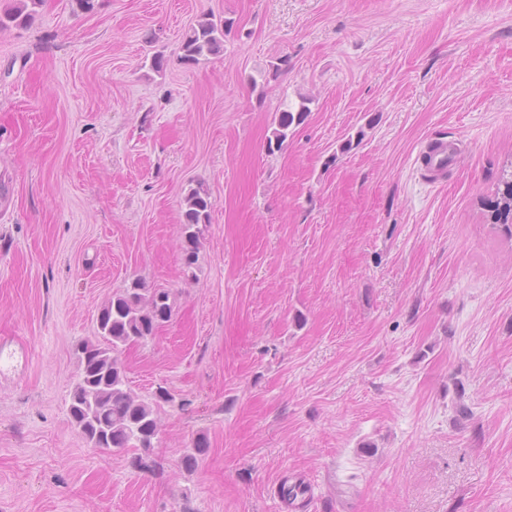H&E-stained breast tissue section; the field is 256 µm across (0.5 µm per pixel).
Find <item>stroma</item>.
I'll list each match as a JSON object with an SVG mask.
<instances>
[{
    "instance_id": "1",
    "label": "stroma",
    "mask_w": 512,
    "mask_h": 512,
    "mask_svg": "<svg viewBox=\"0 0 512 512\" xmlns=\"http://www.w3.org/2000/svg\"><path fill=\"white\" fill-rule=\"evenodd\" d=\"M209 12L223 53L181 60ZM510 155L512 0H44L1 28L0 512H282L292 481L306 512H512V233L484 207ZM135 280L172 303L121 355L171 395L150 471L67 415ZM309 112L306 104H299L298 109L294 112L292 110H284L279 113L276 121V128L273 131L274 145L277 150L281 148L283 143L288 139V132L293 127L299 126L305 119L306 113ZM454 151L448 141H429L421 152L423 165L432 172H443L448 168V161ZM184 237L182 252L186 264H194L198 255L203 226L209 222L214 201L204 188L191 189L184 198Z\"/></svg>"
}]
</instances>
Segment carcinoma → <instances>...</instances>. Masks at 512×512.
<instances>
[{
  "mask_svg": "<svg viewBox=\"0 0 512 512\" xmlns=\"http://www.w3.org/2000/svg\"><path fill=\"white\" fill-rule=\"evenodd\" d=\"M44 0H17V5L0 14V28L11 24L25 26L35 17ZM229 21L203 14L186 32L180 49L185 61L224 51V32ZM309 112L305 103L295 111L279 113L274 141L268 146L281 148L288 132L300 125ZM184 237L182 252L186 264L195 263L203 226L209 222L214 201L204 188H195L184 198ZM493 224L512 225V161L500 172L494 199L489 205ZM165 290L147 288L139 280L117 290L98 317L100 341L79 347L80 368L67 406L71 422L92 448L100 453L134 451L132 464L150 468L144 454L154 447L160 433L155 407L139 399L127 386L120 358L122 350L155 336L159 326L169 321L172 306Z\"/></svg>",
  "mask_w": 512,
  "mask_h": 512,
  "instance_id": "cac0c4a2",
  "label": "carcinoma"
}]
</instances>
